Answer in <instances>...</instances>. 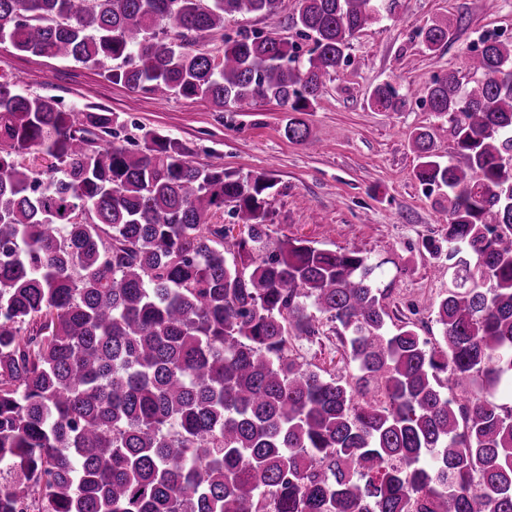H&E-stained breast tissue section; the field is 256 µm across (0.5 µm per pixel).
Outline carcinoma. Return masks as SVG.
Listing matches in <instances>:
<instances>
[{"label": "carcinoma", "instance_id": "cac0c4a2", "mask_svg": "<svg viewBox=\"0 0 512 512\" xmlns=\"http://www.w3.org/2000/svg\"><path fill=\"white\" fill-rule=\"evenodd\" d=\"M398 3L0 0V41L162 99L273 100L305 143L301 115ZM237 15L284 21L308 58L273 31L194 48ZM460 24L431 22L425 50ZM467 64L478 79L419 92L463 163L413 137L416 178L448 190L446 232L422 242L448 250L434 342L393 323L382 263L271 237L270 174L196 166L178 138L1 80L0 512H512V395L495 397L512 382V40ZM408 103L390 82L369 95ZM327 325L353 371L293 353Z\"/></svg>", "mask_w": 512, "mask_h": 512}]
</instances>
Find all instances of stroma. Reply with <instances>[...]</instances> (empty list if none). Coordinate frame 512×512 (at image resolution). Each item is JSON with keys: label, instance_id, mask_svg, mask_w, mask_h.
<instances>
[{"label": "stroma", "instance_id": "stroma-1", "mask_svg": "<svg viewBox=\"0 0 512 512\" xmlns=\"http://www.w3.org/2000/svg\"><path fill=\"white\" fill-rule=\"evenodd\" d=\"M398 13V20L381 19L353 40L348 63L304 116L310 131L305 144L284 136L286 114L275 101L239 112L204 100H160L105 80L101 67L34 56L7 42L0 43V79L28 94L52 95L77 109H106L127 125L155 128L186 143L198 165L273 173L272 237L356 248L385 260L390 306L425 319L448 287L447 259H432L422 247L424 237L443 228L446 195L417 180L412 134L433 128L434 151L443 161L454 152L453 138L447 122L427 108L412 103L382 112L367 98L385 81L410 95L435 74L464 72L469 48L480 37H512V0H498L493 10L485 0H400ZM448 16L462 20L454 40L425 53L419 31Z\"/></svg>", "mask_w": 512, "mask_h": 512}]
</instances>
